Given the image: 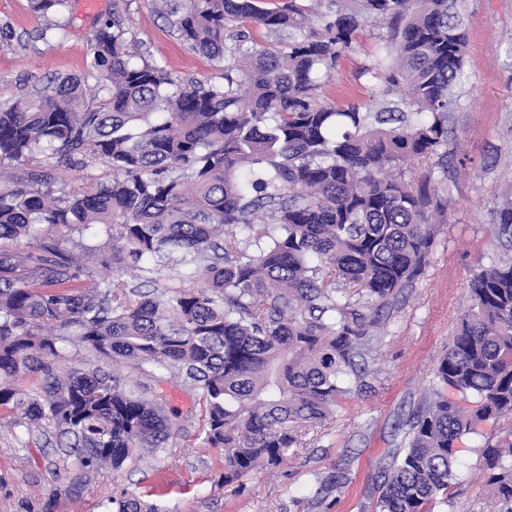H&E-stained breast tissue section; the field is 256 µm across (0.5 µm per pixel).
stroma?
Instances as JSON below:
<instances>
[{"label":"stroma","mask_w":512,"mask_h":512,"mask_svg":"<svg viewBox=\"0 0 512 512\" xmlns=\"http://www.w3.org/2000/svg\"><path fill=\"white\" fill-rule=\"evenodd\" d=\"M469 36L464 78L454 90L448 142L455 167L447 195V219L435 238L429 263L398 312L379 332L367 359L365 384L342 399L325 425L307 429L303 447L274 471L256 470L242 484L222 485L224 455L193 447L201 410L196 391L176 378L157 383L180 413V430L165 450L128 460L119 470L96 474L76 499L60 496L57 512H103L109 498L125 496L160 512H376L377 477L404 437L396 420L408 417L430 394L437 366L452 343L471 277L505 251L493 232L497 202L512 195V0H463ZM112 0L89 11L71 0L60 21L63 42L34 34L45 24L29 0H0V20L14 35L0 47V100L16 97L24 80L55 73L86 75L93 31L111 17ZM133 37L174 75L219 79L214 62L186 49L152 0H130L126 14ZM381 31L370 23L356 51L345 54L322 92L337 103L368 102L372 64ZM512 437V417L479 423L457 444L458 486L442 512H497L487 486L483 451ZM346 481L324 492L336 473ZM66 476L54 428L29 432L0 420V512H41Z\"/></svg>","instance_id":"35a3bbf8"}]
</instances>
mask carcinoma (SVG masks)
Segmentation results:
<instances>
[{"label": "carcinoma", "instance_id": "cac0c4a2", "mask_svg": "<svg viewBox=\"0 0 512 512\" xmlns=\"http://www.w3.org/2000/svg\"><path fill=\"white\" fill-rule=\"evenodd\" d=\"M156 2L222 81L175 76L133 49L127 0H113L91 45L95 86L51 75L0 104V409L67 437L70 498L179 430L165 395L130 384L122 366L197 391L203 423L187 447L224 452V483L279 466L361 383L447 203L452 88L469 49L459 0H329L322 12L304 0ZM68 5L31 0L43 17ZM370 19L386 29L366 68L382 106L324 100ZM254 28L274 39L252 42ZM65 36L52 23L36 34ZM415 159L436 163L413 185L404 166ZM55 162L106 175L55 189ZM495 221L507 250L512 199ZM76 238L112 278L65 252ZM148 284L155 294L140 291ZM68 344L95 361L63 366ZM23 376L39 391L17 388ZM436 377L383 469L377 512L448 503L458 439L512 416V257L470 279ZM445 387L478 404L448 402ZM484 458L499 512H512V440Z\"/></svg>", "mask_w": 512, "mask_h": 512}]
</instances>
